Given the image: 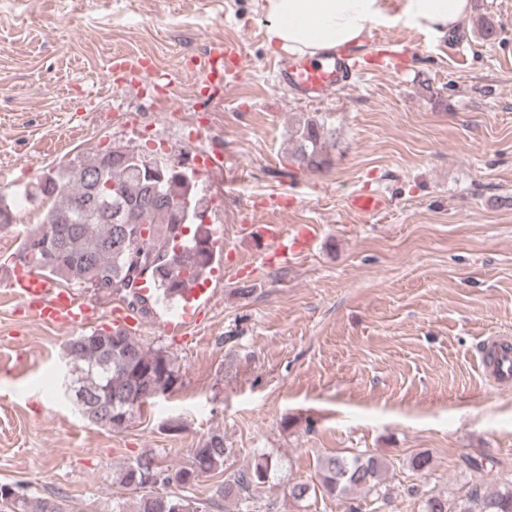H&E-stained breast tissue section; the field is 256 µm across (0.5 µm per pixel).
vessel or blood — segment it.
I'll return each mask as SVG.
<instances>
[{
    "label": "vessel or blood",
    "instance_id": "obj_1",
    "mask_svg": "<svg viewBox=\"0 0 512 512\" xmlns=\"http://www.w3.org/2000/svg\"><path fill=\"white\" fill-rule=\"evenodd\" d=\"M244 55L240 44L215 42L207 52L190 58L184 65L186 72L197 77L200 88L209 95H221L227 75L242 69ZM360 68L357 51L344 54H324L316 58L300 57L293 63L278 65L276 79L284 91L294 97L310 101L325 99L331 91L348 82ZM174 84L172 75H164L150 57L116 54L108 68L106 81L130 87L138 95H146L158 80ZM386 206L378 192L364 190L350 194L347 209L359 216L379 214ZM246 234L260 242L259 251L239 263L242 271L258 277L275 266L288 267L307 256L316 242L313 225L248 224ZM11 288L18 302L26 307L33 320L65 328L89 327L101 317L96 305L77 297L72 289L59 287L51 279L34 269L16 276ZM212 295L208 284L193 286L187 293V305L180 322H164L166 332L173 333L196 322ZM481 367L487 382L494 386L512 383V338L491 336L482 342Z\"/></svg>",
    "mask_w": 512,
    "mask_h": 512
}]
</instances>
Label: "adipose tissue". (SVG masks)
Here are the masks:
<instances>
[{
  "label": "adipose tissue",
  "instance_id": "adipose-tissue-1",
  "mask_svg": "<svg viewBox=\"0 0 512 512\" xmlns=\"http://www.w3.org/2000/svg\"><path fill=\"white\" fill-rule=\"evenodd\" d=\"M270 21L267 47L275 53L318 57L360 41L376 26L395 21L435 36L457 29L471 0H256Z\"/></svg>",
  "mask_w": 512,
  "mask_h": 512
}]
</instances>
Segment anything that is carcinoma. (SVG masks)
Wrapping results in <instances>:
<instances>
[{
  "mask_svg": "<svg viewBox=\"0 0 512 512\" xmlns=\"http://www.w3.org/2000/svg\"><path fill=\"white\" fill-rule=\"evenodd\" d=\"M477 26L486 41L498 33L495 21L484 13L478 14ZM288 138L293 143L291 166L323 171L332 165L336 139L323 120L300 117ZM197 183L189 167L151 172L107 151L86 162L42 172L24 185L23 195L40 203L41 216L24 236L18 260L29 267L32 256L40 258L47 252L49 257L35 268L60 284L79 287L99 277L114 285L128 284L144 269L153 292L144 298L124 292L128 309L148 315L160 302L174 304L180 301L182 289L207 276L213 263L212 231L193 219L195 210L207 209ZM143 226L148 238L131 247ZM63 357L76 366L66 378V387L73 388L68 399L90 423L112 422L113 432L127 428L145 404L180 381L171 354L116 328L72 338ZM230 452L223 434L215 430L194 450L187 465L164 469L155 456L142 454L124 467L119 483L136 496L134 512H210L216 504L170 492L159 476L167 472L175 487H192L219 470ZM468 466L474 476L467 489L460 495L427 498L423 512H512V479L490 491L481 477L483 464L470 461ZM278 467V460L264 456L225 477L217 495L246 503L269 483ZM387 469L375 455L327 454L319 462V484L290 483L288 495L303 503L317 497L320 489L343 500L351 490L360 489L364 496L385 504L390 498ZM0 507L5 512H69L58 496H28L10 484L0 485Z\"/></svg>",
  "mask_w": 512,
  "mask_h": 512,
  "instance_id": "cac0c4a2",
  "label": "carcinoma"
}]
</instances>
